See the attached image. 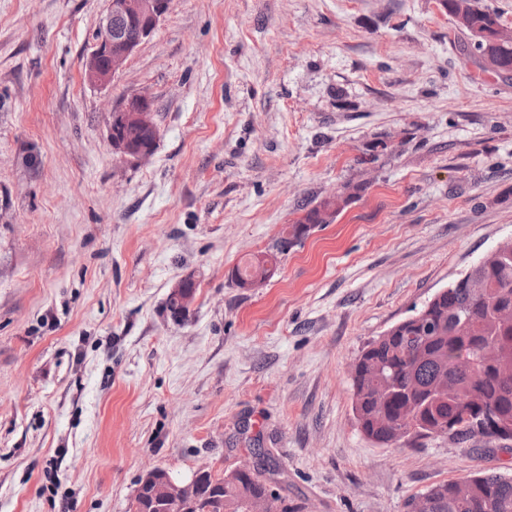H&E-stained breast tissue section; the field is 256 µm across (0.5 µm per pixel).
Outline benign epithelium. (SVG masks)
I'll list each match as a JSON object with an SVG mask.
<instances>
[{
	"label": "benign epithelium",
	"instance_id": "7a95c632",
	"mask_svg": "<svg viewBox=\"0 0 512 512\" xmlns=\"http://www.w3.org/2000/svg\"><path fill=\"white\" fill-rule=\"evenodd\" d=\"M106 14L95 35L92 50L84 62L86 79L95 85L109 83L139 46L158 28L172 0H105ZM133 131L136 136H125ZM159 129L153 100L146 94L127 97L112 111L109 141L112 150L124 158L146 161L155 152ZM190 279L178 281L169 291L182 310L194 302ZM258 467V456L249 454L227 473V479L247 475ZM202 497V471L187 481L175 480L164 469H152L140 478L134 497L135 512H197Z\"/></svg>",
	"mask_w": 512,
	"mask_h": 512
}]
</instances>
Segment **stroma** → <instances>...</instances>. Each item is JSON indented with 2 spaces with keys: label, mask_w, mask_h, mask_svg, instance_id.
Listing matches in <instances>:
<instances>
[{
  "label": "stroma",
  "mask_w": 512,
  "mask_h": 512,
  "mask_svg": "<svg viewBox=\"0 0 512 512\" xmlns=\"http://www.w3.org/2000/svg\"><path fill=\"white\" fill-rule=\"evenodd\" d=\"M106 8L0 0V512H131L146 471L220 476L256 448L301 512L512 476L498 441L375 445L349 374L512 239V73L481 68L441 0H172L100 87L83 62ZM138 92L160 130L145 162L108 140ZM340 209L341 206L336 200H322L319 204L307 210L297 224L291 225V228L286 231V234L277 240L274 246L275 250L277 253L287 251L288 247L300 241L309 232L312 226L331 223ZM275 257L276 254L272 253V255H267L262 258L246 260L242 265L237 266L234 272V277L239 286L244 288L246 281L252 279L256 268L261 269L262 274H264L267 279L271 275L272 269L271 267L262 269L261 266L266 267V265L270 263L269 259L272 260V258L275 259ZM266 271H269L268 274H266Z\"/></svg>",
  "instance_id": "35a3bbf8"
}]
</instances>
